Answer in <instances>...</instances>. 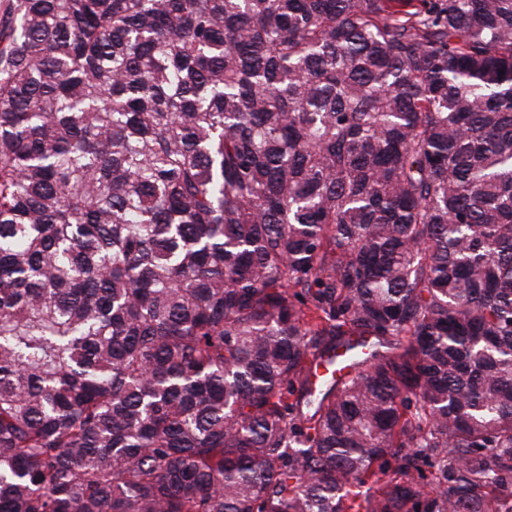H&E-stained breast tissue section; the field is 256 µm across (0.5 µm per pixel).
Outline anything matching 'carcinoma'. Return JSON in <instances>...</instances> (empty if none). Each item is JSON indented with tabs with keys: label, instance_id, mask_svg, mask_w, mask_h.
Masks as SVG:
<instances>
[{
	"label": "carcinoma",
	"instance_id": "cac0c4a2",
	"mask_svg": "<svg viewBox=\"0 0 512 512\" xmlns=\"http://www.w3.org/2000/svg\"><path fill=\"white\" fill-rule=\"evenodd\" d=\"M5 10L0 512H512V0Z\"/></svg>",
	"mask_w": 512,
	"mask_h": 512
}]
</instances>
